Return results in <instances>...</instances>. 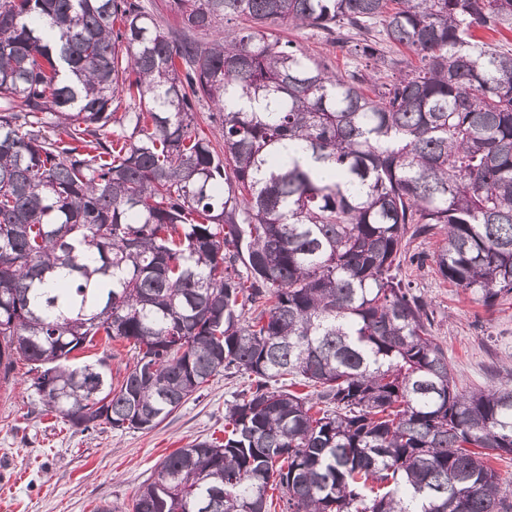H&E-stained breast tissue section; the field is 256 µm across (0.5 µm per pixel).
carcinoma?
Returning <instances> with one entry per match:
<instances>
[{"mask_svg":"<svg viewBox=\"0 0 512 512\" xmlns=\"http://www.w3.org/2000/svg\"><path fill=\"white\" fill-rule=\"evenodd\" d=\"M165 6L177 26L139 0H0V379L26 361L40 411L90 432L251 377L224 440L165 456L131 512H271L270 490L280 512H512L491 465L512 371L459 391L400 273L406 235L439 228L443 279L512 296V54L475 38L512 0ZM282 25L362 67L333 74ZM99 336L129 344L117 383L110 353L70 364Z\"/></svg>","mask_w":512,"mask_h":512,"instance_id":"obj_1","label":"carcinoma"}]
</instances>
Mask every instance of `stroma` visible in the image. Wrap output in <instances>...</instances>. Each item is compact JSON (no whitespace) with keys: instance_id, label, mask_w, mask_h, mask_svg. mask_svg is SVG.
Segmentation results:
<instances>
[{"instance_id":"1","label":"stroma","mask_w":512,"mask_h":512,"mask_svg":"<svg viewBox=\"0 0 512 512\" xmlns=\"http://www.w3.org/2000/svg\"><path fill=\"white\" fill-rule=\"evenodd\" d=\"M287 36L336 74L355 67L349 53L314 29ZM444 239L439 233L412 240L401 274L430 305L432 334L448 354L457 388L484 389L512 370V301L489 309L445 281L433 261ZM27 370L17 362L9 380L0 381V512H93L102 501L126 512L164 456L196 439L223 437L225 405L246 384L244 377L219 374L152 431L89 434L36 412Z\"/></svg>"}]
</instances>
